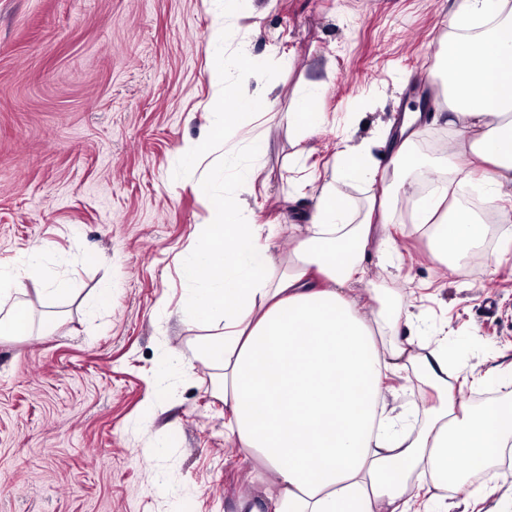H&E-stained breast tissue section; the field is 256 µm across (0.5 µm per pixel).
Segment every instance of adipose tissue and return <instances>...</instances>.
<instances>
[{"instance_id":"1","label":"adipose tissue","mask_w":512,"mask_h":512,"mask_svg":"<svg viewBox=\"0 0 512 512\" xmlns=\"http://www.w3.org/2000/svg\"><path fill=\"white\" fill-rule=\"evenodd\" d=\"M229 66L252 93L216 99L207 133L182 153L193 162L212 143H225V169L247 184L255 169L234 139L265 111L271 88L261 57L242 54ZM229 66L212 57V78L223 82ZM435 68L444 79L447 123L464 142L444 157L445 169L467 182L472 171L464 158L479 163L481 196L503 220L512 219L501 206L512 201V0H453ZM378 173L364 150L346 152L337 183L320 188L306 235L284 270H276L256 225L229 197L213 202L206 250L183 261V276L194 284L184 313L224 318L220 331L199 339L194 356L212 366L214 390L231 412L228 429L264 468L261 496L243 497L239 512H411L426 487L421 476L442 491L458 459L483 471L512 447L511 398L486 409L457 404L444 340L418 354L406 304L383 299L369 313L347 292L365 279L368 248L391 244L394 204L412 194L411 185L399 184L352 221L341 211L338 182ZM446 200L443 191L425 199L414 228L431 237L441 258L457 259L481 241L484 228L475 213ZM42 275L36 252L0 270L1 336L53 331L50 321L33 327L27 302L3 303L18 292L21 277ZM385 329L391 339L382 337ZM412 361L427 394L425 420L416 428L387 384Z\"/></svg>"}]
</instances>
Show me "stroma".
I'll return each instance as SVG.
<instances>
[{"label":"stroma","instance_id":"obj_1","mask_svg":"<svg viewBox=\"0 0 512 512\" xmlns=\"http://www.w3.org/2000/svg\"><path fill=\"white\" fill-rule=\"evenodd\" d=\"M448 0H0V264L31 251L44 279L25 282L49 335L0 337V512H238L263 489V466L225 426L213 374L191 350L220 317L188 318L184 257L205 246L212 195L244 201L260 242L287 263L320 187L346 146L385 153L404 112L443 107L433 68L448 38ZM224 54L262 55L274 85L255 135L252 186L219 179L224 154L184 164L181 147L238 89L209 77L208 37ZM318 87V135L289 125ZM388 179L341 184L359 219ZM212 181L211 195L197 185ZM393 212L396 250L367 254L357 292L408 301L426 340L448 339L469 376L466 405L512 397V223L480 272L443 261ZM67 281L59 294L45 279ZM111 287L104 306L101 288ZM483 502L449 488L450 512L512 499V451L470 478Z\"/></svg>","mask_w":512,"mask_h":512}]
</instances>
